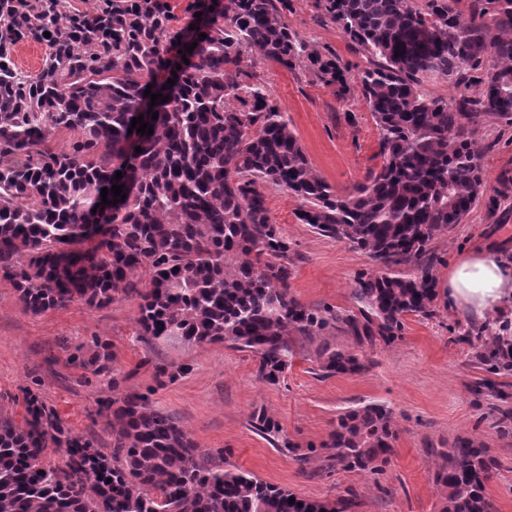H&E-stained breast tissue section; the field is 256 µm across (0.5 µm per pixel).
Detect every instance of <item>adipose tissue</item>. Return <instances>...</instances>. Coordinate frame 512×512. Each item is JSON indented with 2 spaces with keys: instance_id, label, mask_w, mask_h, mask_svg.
<instances>
[{
  "instance_id": "1",
  "label": "adipose tissue",
  "mask_w": 512,
  "mask_h": 512,
  "mask_svg": "<svg viewBox=\"0 0 512 512\" xmlns=\"http://www.w3.org/2000/svg\"><path fill=\"white\" fill-rule=\"evenodd\" d=\"M445 293L449 309L484 320L512 301V259L495 249H472L449 268Z\"/></svg>"
}]
</instances>
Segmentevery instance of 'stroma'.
Listing matches in <instances>:
<instances>
[{
    "mask_svg": "<svg viewBox=\"0 0 512 512\" xmlns=\"http://www.w3.org/2000/svg\"><path fill=\"white\" fill-rule=\"evenodd\" d=\"M284 20L322 54L336 55L347 69V89L318 80L302 68L289 69L256 59L255 69L316 172L337 192L363 181L380 165L378 130L364 102L360 75L367 60L316 0H290ZM487 188L512 171V127L498 121L477 134ZM271 216L288 240L295 268L290 291L301 302L341 308L354 305L358 273L370 261L348 244L311 232L296 217L298 200L274 187L265 190ZM446 262L438 266L439 287L448 284V265L474 247H492L512 256V197L496 216L478 203L461 224L434 243ZM137 301L119 299L93 309L74 304L33 315L23 310L9 281L0 279V420H23V391L36 387L66 429L96 437L112 448V415L104 403L113 394L151 391L155 406L173 415L199 448L220 455L227 468L311 500L354 491L360 512H441L436 484L437 446L459 435L484 439L497 464L487 490L497 512H512V437L495 432L489 400L471 384L482 377L467 345L457 343L473 324L440 308L431 319L407 317L401 340L367 352V370L325 376L315 344L295 340L291 362L270 384L257 374V359L224 343L197 346L180 341L148 345L137 339ZM107 343L108 371L92 375L74 362L89 357L93 339ZM160 365L188 366L175 382L159 383ZM360 402L388 406L398 436L384 473L335 469L318 473L300 467L293 453L275 448L255 431L251 412L265 408L282 434L299 449L326 440L333 420Z\"/></svg>",
    "mask_w": 512,
    "mask_h": 512,
    "instance_id": "obj_1",
    "label": "stroma"
}]
</instances>
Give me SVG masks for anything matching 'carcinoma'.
Returning a JSON list of instances; mask_svg holds the SVG:
<instances>
[{
	"label": "carcinoma",
	"mask_w": 512,
	"mask_h": 512,
	"mask_svg": "<svg viewBox=\"0 0 512 512\" xmlns=\"http://www.w3.org/2000/svg\"><path fill=\"white\" fill-rule=\"evenodd\" d=\"M319 7L370 63L361 85L379 133L381 165L343 194L317 174L254 71L257 54L346 88L340 60L283 22L288 0H188L180 16L171 0H93L88 9L71 0H8L0 9V277L25 311L101 308L134 296L146 340L248 349L267 383L288 368L297 337L342 332L351 347L326 342L317 363L327 376L356 374L368 363L352 348L389 347L402 338L405 317L438 314L445 258L434 242L484 197L475 136L488 118L512 125V0ZM28 38L49 48L32 73L13 60ZM428 79L455 88L476 82L481 92L430 98L420 90ZM148 88L169 100L150 106ZM139 115L153 134L138 135L137 153L128 128ZM59 130L77 134L67 150L49 146ZM115 184L126 198L114 204L110 193V203L97 206L101 189ZM498 184L486 201L492 215L512 193V174ZM268 185L300 201L301 223L372 262L356 279V308L312 307L290 292L295 264L267 206ZM456 341L470 347L478 368L512 374L507 328L486 325ZM93 344L81 365L99 375L109 354L98 338ZM110 406L105 453L93 437L64 430L25 389L23 425L0 421V512L360 507L353 491L303 499L224 468L148 393H126ZM491 410L497 433L512 437V407ZM250 424L324 473L383 472L398 432L392 411L374 402L338 414L328 440L301 454L264 409ZM48 448L64 449L63 466L44 461ZM439 457L442 512H496L486 488L495 458L483 439L459 436Z\"/></svg>",
	"instance_id": "carcinoma-1"
}]
</instances>
